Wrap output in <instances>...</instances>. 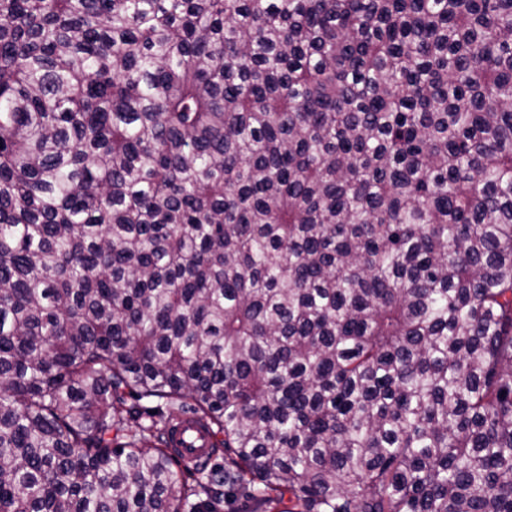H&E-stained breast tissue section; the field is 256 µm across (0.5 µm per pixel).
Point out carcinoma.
<instances>
[{"label":"carcinoma","mask_w":512,"mask_h":512,"mask_svg":"<svg viewBox=\"0 0 512 512\" xmlns=\"http://www.w3.org/2000/svg\"><path fill=\"white\" fill-rule=\"evenodd\" d=\"M236 502L512 512V0H0V512ZM177 450L182 461L200 462L208 451L202 433L188 423H178L172 429Z\"/></svg>","instance_id":"carcinoma-1"}]
</instances>
